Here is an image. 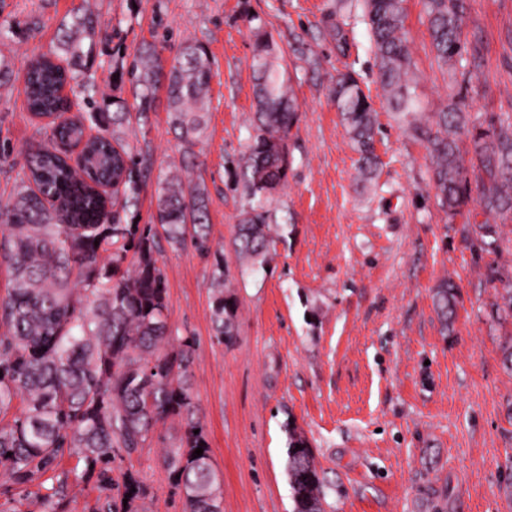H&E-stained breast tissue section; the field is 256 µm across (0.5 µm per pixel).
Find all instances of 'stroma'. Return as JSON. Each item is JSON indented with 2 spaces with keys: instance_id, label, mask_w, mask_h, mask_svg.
Masks as SVG:
<instances>
[{
  "instance_id": "obj_1",
  "label": "stroma",
  "mask_w": 512,
  "mask_h": 512,
  "mask_svg": "<svg viewBox=\"0 0 512 512\" xmlns=\"http://www.w3.org/2000/svg\"><path fill=\"white\" fill-rule=\"evenodd\" d=\"M404 27L423 117L460 99L488 124L512 112V0H467L463 38L470 75L453 76L431 51L423 0H405ZM84 13L107 30L79 61L64 59L95 85L107 112L132 106L117 77L133 50L166 40L170 59L187 40L213 62L207 141L186 157L168 125L165 90L124 139L154 171L191 169L208 192L215 241L229 244L245 199L233 189L254 110L250 68L256 32L277 43L301 117L289 141L288 185L276 204L288 239L269 271L238 278V334L221 344L211 323V262L192 247L164 249L169 321L194 337L190 386L208 430L211 460L223 473V512H291L284 425L305 434L327 481V512H512L503 482L512 477V373L500 345L512 319L488 316L497 290L512 284V251L495 259L500 281L486 279L489 255L466 238L465 219L447 220L430 180L427 151L392 118L377 84L361 10L340 0H0L14 27L0 40L13 70L0 87V199L39 139L26 108L30 58L56 48L63 25ZM39 17L36 37L26 26ZM344 43H337V34ZM350 72L378 114L376 183L360 181L330 96L333 77ZM459 287L454 330L442 334L433 290ZM176 429L124 459L122 482L136 471L148 512H182L163 465ZM44 488L0 480V512H49Z\"/></svg>"
}]
</instances>
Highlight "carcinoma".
Segmentation results:
<instances>
[{"label": "carcinoma", "mask_w": 512, "mask_h": 512, "mask_svg": "<svg viewBox=\"0 0 512 512\" xmlns=\"http://www.w3.org/2000/svg\"><path fill=\"white\" fill-rule=\"evenodd\" d=\"M361 2L386 101L405 131L425 145L438 206L450 221L471 205L480 207L484 220L472 224L480 250L493 256L511 251L512 238L503 237L496 220L512 213V113L477 125L452 97L435 119L422 121L404 0ZM424 6L438 65L461 60L466 0H424ZM93 34L90 19L75 18L64 35L65 53L81 57ZM251 68L255 112L235 172V185L247 197L232 241L241 275L264 268L288 237V225L277 223L276 197L264 191L269 183L288 182V140L298 120L297 100L270 36L255 35ZM211 78L212 60L196 42L180 45L167 70L157 45L137 50L119 74L139 113L151 109L165 84L170 128L189 150L206 138ZM74 79L54 53L31 63L29 109L51 120L46 140L30 147L27 170L0 204V270L7 279L0 296V472L27 487L56 470L67 451L106 491L97 512H142L146 486L137 473L126 471L119 498L112 497L113 465L151 445L158 426L171 423L180 426V435L163 463L181 493L183 512H223L207 425L190 393L194 338L177 335L168 323L162 243L214 256L211 321L220 343L232 342L238 332L235 275L224 246L211 238L205 190L177 172L156 177L151 223H122L116 207L135 201L147 177L117 133L131 113H90L89 121L110 122L114 130L110 137L85 139L84 121L59 114L61 90ZM332 95L359 155V174L372 183L377 113L350 74L336 76ZM463 136L473 143L467 161L458 145ZM64 140L84 143L82 160L71 164L50 147ZM113 180L118 186L110 197L100 186ZM434 305L443 331L452 330L458 306L453 281L435 288ZM488 316L512 317V288L491 304ZM285 430L292 512H325L324 479L309 442L294 422ZM199 447L203 454L192 457Z\"/></svg>", "instance_id": "carcinoma-1"}]
</instances>
